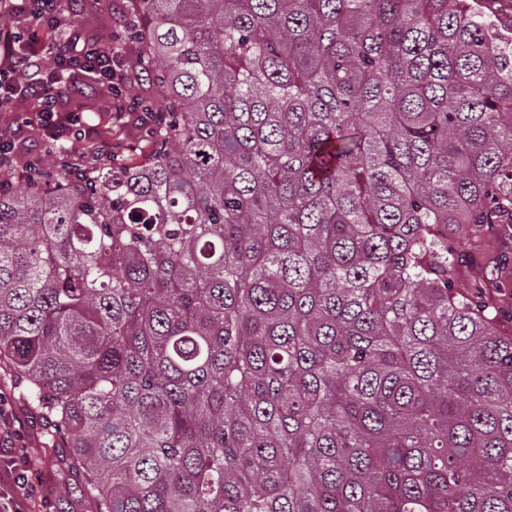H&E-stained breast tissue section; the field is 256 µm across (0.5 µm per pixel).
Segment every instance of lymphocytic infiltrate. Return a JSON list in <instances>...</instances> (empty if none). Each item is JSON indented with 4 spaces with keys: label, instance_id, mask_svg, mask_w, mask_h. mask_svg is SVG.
<instances>
[{
    "label": "lymphocytic infiltrate",
    "instance_id": "obj_1",
    "mask_svg": "<svg viewBox=\"0 0 512 512\" xmlns=\"http://www.w3.org/2000/svg\"><path fill=\"white\" fill-rule=\"evenodd\" d=\"M10 17L14 35L0 42V190L32 179L42 156L29 154L23 165L15 158L31 128L44 136V147L59 141H93L96 154L111 156L112 145L96 139L95 127L80 112L62 110L60 100L88 72H95L116 100L118 112L138 109L127 95L130 81L128 38L116 34L111 51L95 48L71 17L67 0H0V15ZM19 419L0 409V512H33L36 503L51 499L58 485L55 474L29 484L24 472L26 449L20 448Z\"/></svg>",
    "mask_w": 512,
    "mask_h": 512
}]
</instances>
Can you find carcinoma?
Here are the masks:
<instances>
[{
  "instance_id": "1",
  "label": "carcinoma",
  "mask_w": 512,
  "mask_h": 512,
  "mask_svg": "<svg viewBox=\"0 0 512 512\" xmlns=\"http://www.w3.org/2000/svg\"><path fill=\"white\" fill-rule=\"evenodd\" d=\"M483 0H130L140 164L0 192V364L96 512H512V229ZM448 242L462 255L453 277L457 288L480 296L491 308L512 312V265L502 268L497 261L501 251L512 252V238L497 232L475 238L469 224H451Z\"/></svg>"
}]
</instances>
